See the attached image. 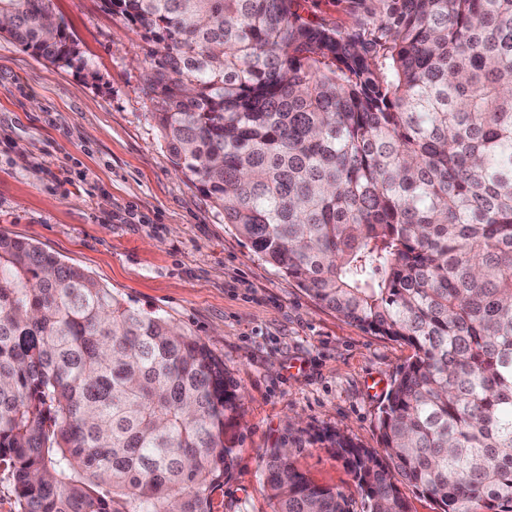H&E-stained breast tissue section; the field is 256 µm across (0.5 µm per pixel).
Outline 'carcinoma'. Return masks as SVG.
<instances>
[{
  "label": "carcinoma",
  "instance_id": "cac0c4a2",
  "mask_svg": "<svg viewBox=\"0 0 512 512\" xmlns=\"http://www.w3.org/2000/svg\"><path fill=\"white\" fill-rule=\"evenodd\" d=\"M50 0H0L52 63ZM142 32L145 95L224 223L315 301L414 354L380 448L328 443L366 512H512V0H102ZM240 396L166 316L0 235V474L19 512H213ZM269 448L272 512H352ZM308 1L309 2L303 4V15H317L334 24H336V22L343 25H350L352 23V19L348 15L336 12V4L333 3L332 0ZM397 484L401 495L408 503L410 512H434L432 502L420 494L411 484L401 479Z\"/></svg>",
  "mask_w": 512,
  "mask_h": 512
}]
</instances>
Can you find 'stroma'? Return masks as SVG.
Returning <instances> with one entry per match:
<instances>
[{
  "label": "stroma",
  "instance_id": "stroma-1",
  "mask_svg": "<svg viewBox=\"0 0 512 512\" xmlns=\"http://www.w3.org/2000/svg\"><path fill=\"white\" fill-rule=\"evenodd\" d=\"M81 52L33 57L0 34V234L81 267L125 302L202 340L241 394L235 462L214 512H270L261 453L353 498L351 473L315 436L379 445L378 414L404 342L312 299L225 224L178 170L150 116L147 45L101 0H50Z\"/></svg>",
  "mask_w": 512,
  "mask_h": 512
}]
</instances>
